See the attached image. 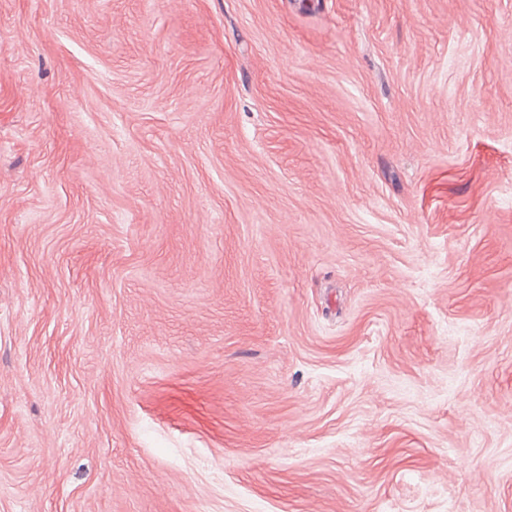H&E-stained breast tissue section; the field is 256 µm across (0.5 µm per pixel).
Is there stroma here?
I'll list each match as a JSON object with an SVG mask.
<instances>
[{"instance_id": "stroma-1", "label": "stroma", "mask_w": 512, "mask_h": 512, "mask_svg": "<svg viewBox=\"0 0 512 512\" xmlns=\"http://www.w3.org/2000/svg\"><path fill=\"white\" fill-rule=\"evenodd\" d=\"M0 512H512V0H0Z\"/></svg>"}]
</instances>
